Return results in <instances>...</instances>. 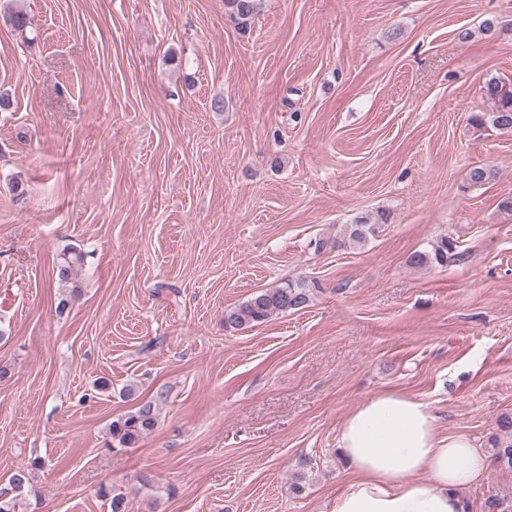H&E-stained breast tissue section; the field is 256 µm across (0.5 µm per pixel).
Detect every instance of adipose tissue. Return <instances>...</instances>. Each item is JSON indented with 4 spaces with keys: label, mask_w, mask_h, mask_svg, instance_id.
<instances>
[{
    "label": "adipose tissue",
    "mask_w": 512,
    "mask_h": 512,
    "mask_svg": "<svg viewBox=\"0 0 512 512\" xmlns=\"http://www.w3.org/2000/svg\"><path fill=\"white\" fill-rule=\"evenodd\" d=\"M338 443L352 479L328 512H464L462 491L490 464L469 436H439L429 406L396 391L352 411Z\"/></svg>",
    "instance_id": "obj_1"
}]
</instances>
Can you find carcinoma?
<instances>
[{
    "instance_id": "1",
    "label": "carcinoma",
    "mask_w": 512,
    "mask_h": 512,
    "mask_svg": "<svg viewBox=\"0 0 512 512\" xmlns=\"http://www.w3.org/2000/svg\"><path fill=\"white\" fill-rule=\"evenodd\" d=\"M260 9V0H224L225 13L242 31H247ZM484 95L494 101L495 109L489 113L472 116L478 126L491 124L502 132L512 133V91L497 79L491 78L484 85ZM386 218L374 222L361 217L353 224H346L338 245L363 246L379 232ZM457 245L448 236L440 238L429 250L417 251L409 262L415 267L445 266L458 259ZM84 255L76 248H69L60 254L57 265V279L61 285L72 280L76 269L83 263ZM311 289L302 281H290L278 288L266 289L254 294L250 299L224 313V328L241 329L261 325L271 317L288 311H299L308 306ZM158 423V413L151 402L138 406L135 410L115 420L111 424L112 438L122 447L136 444L144 436L154 431ZM503 436L493 445V464L502 471L512 474V417L500 420ZM43 467L40 459L22 465L9 478L13 496L0 494V512H16L20 500L32 493L34 473ZM101 495L109 502L110 512H128L127 496L121 492L101 490ZM483 512H512V497L497 491H488L483 499Z\"/></svg>"
}]
</instances>
